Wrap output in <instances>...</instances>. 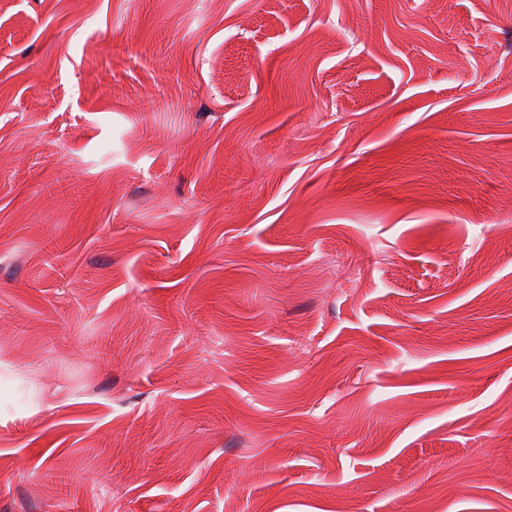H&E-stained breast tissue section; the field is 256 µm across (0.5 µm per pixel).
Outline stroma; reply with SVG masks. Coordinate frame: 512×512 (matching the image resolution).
<instances>
[{"label":"stroma","mask_w":512,"mask_h":512,"mask_svg":"<svg viewBox=\"0 0 512 512\" xmlns=\"http://www.w3.org/2000/svg\"><path fill=\"white\" fill-rule=\"evenodd\" d=\"M0 512H512V0H0Z\"/></svg>","instance_id":"35a3bbf8"}]
</instances>
